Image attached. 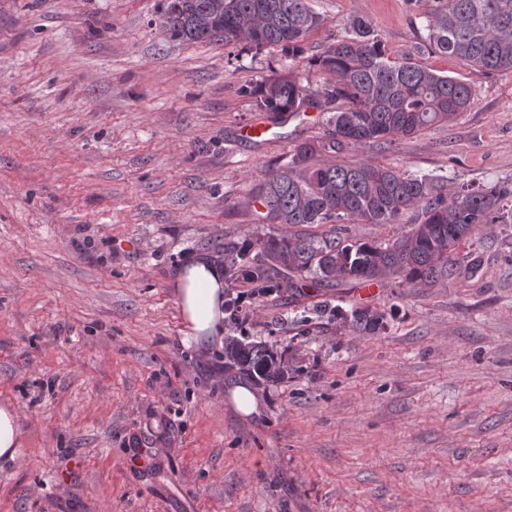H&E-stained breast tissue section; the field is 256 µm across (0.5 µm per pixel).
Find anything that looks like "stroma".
I'll list each match as a JSON object with an SVG mask.
<instances>
[{
	"mask_svg": "<svg viewBox=\"0 0 512 512\" xmlns=\"http://www.w3.org/2000/svg\"><path fill=\"white\" fill-rule=\"evenodd\" d=\"M160 4L0 0V403L21 427L0 512H512L511 221L478 226L432 288L288 303L226 279L296 368L258 414L234 408L244 377L190 340L176 274L270 232L248 199L322 118L245 138L268 117L241 89L280 52L166 40ZM312 4L310 48L361 17L473 91L449 124L346 161L512 185V70L424 48L416 0ZM357 309L375 332L334 317Z\"/></svg>",
	"mask_w": 512,
	"mask_h": 512,
	"instance_id": "35a3bbf8",
	"label": "stroma"
}]
</instances>
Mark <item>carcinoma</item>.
Instances as JSON below:
<instances>
[{
	"label": "carcinoma",
	"mask_w": 512,
	"mask_h": 512,
	"mask_svg": "<svg viewBox=\"0 0 512 512\" xmlns=\"http://www.w3.org/2000/svg\"><path fill=\"white\" fill-rule=\"evenodd\" d=\"M423 13L426 47L458 58L483 72L512 69V0H430ZM323 23L311 0H162L158 25L170 41L244 43L271 47L284 60L281 72L244 89L259 112L276 119L307 108L325 113L323 135L293 148L290 161L267 167L251 202L264 224L281 230L258 235L247 245L224 238L227 273L240 278L250 295L290 297L306 290L335 288L344 279L362 282L399 277L412 288L434 287L457 271L454 254L480 224H505L512 214L504 201L512 187L461 184L416 175L371 160L340 156L374 143H394L442 125L473 102L471 87L415 62L390 58L372 24L351 19L345 33L305 56L307 36ZM305 63L325 75L316 89L302 84L296 69ZM409 224L386 243L295 231L302 224ZM224 313L239 335L224 337V366L258 383H275L289 366L267 342L245 334L250 311L241 298L224 295ZM365 333L378 318L351 314Z\"/></svg>",
	"instance_id": "1"
}]
</instances>
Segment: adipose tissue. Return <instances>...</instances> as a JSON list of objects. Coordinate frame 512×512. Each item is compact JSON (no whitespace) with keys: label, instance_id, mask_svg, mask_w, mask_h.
<instances>
[{"label":"adipose tissue","instance_id":"obj_1","mask_svg":"<svg viewBox=\"0 0 512 512\" xmlns=\"http://www.w3.org/2000/svg\"><path fill=\"white\" fill-rule=\"evenodd\" d=\"M178 297L194 340L221 342L224 335V267L195 256L182 267Z\"/></svg>","mask_w":512,"mask_h":512}]
</instances>
